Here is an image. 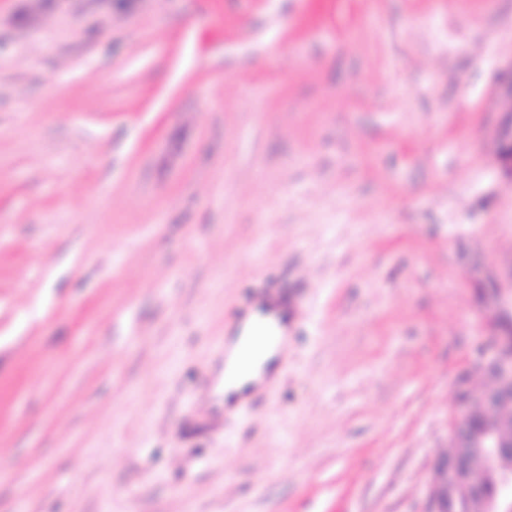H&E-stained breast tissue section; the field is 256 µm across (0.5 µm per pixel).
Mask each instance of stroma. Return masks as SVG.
Wrapping results in <instances>:
<instances>
[{
	"label": "stroma",
	"instance_id": "obj_1",
	"mask_svg": "<svg viewBox=\"0 0 512 512\" xmlns=\"http://www.w3.org/2000/svg\"><path fill=\"white\" fill-rule=\"evenodd\" d=\"M511 66L512 0H0V512H423L512 288ZM255 301H259L255 326L251 319L247 318L242 323H238L234 330H230L227 336L224 337V403H226L228 411H231L242 400L259 391L255 390L247 396L243 395L244 390L251 382L268 384L279 373V358L281 355L276 353V348H270V346L275 338L279 336L277 333L282 323L281 311L288 308L290 298L285 292L272 290ZM255 301H249L245 305H252ZM249 307L244 310L242 316L245 315ZM253 328H255V333L251 343L243 349L252 335ZM267 349L269 350L256 358L253 367L256 355ZM241 351L240 370L246 371L252 367L253 370L248 372L237 370V359ZM234 394H237L239 398L231 404L230 400Z\"/></svg>",
	"mask_w": 512,
	"mask_h": 512
}]
</instances>
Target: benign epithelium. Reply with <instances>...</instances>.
<instances>
[{
  "label": "benign epithelium",
  "mask_w": 512,
  "mask_h": 512,
  "mask_svg": "<svg viewBox=\"0 0 512 512\" xmlns=\"http://www.w3.org/2000/svg\"><path fill=\"white\" fill-rule=\"evenodd\" d=\"M499 159L512 177V125L496 135ZM483 306L490 312L489 328L497 337L491 353L468 364L465 374L477 373L492 378L491 385L479 394L463 386L456 394V415L448 428L449 451L436 460L433 479L424 512H449L475 487L476 482L491 478L497 495L483 503V512H512V442L504 441L494 424L495 410L512 404V340L504 326L512 325V305H507L497 285L483 288ZM475 410L487 414L486 425L474 430L469 415Z\"/></svg>",
  "instance_id": "obj_1"
}]
</instances>
